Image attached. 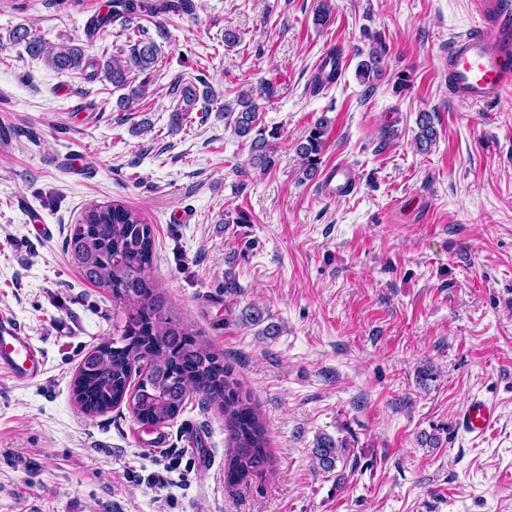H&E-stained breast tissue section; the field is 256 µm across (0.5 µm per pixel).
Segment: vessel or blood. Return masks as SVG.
<instances>
[{"mask_svg":"<svg viewBox=\"0 0 512 512\" xmlns=\"http://www.w3.org/2000/svg\"><path fill=\"white\" fill-rule=\"evenodd\" d=\"M479 22L448 47V87L454 101L487 105L512 93V0H475ZM351 170L341 164L321 178L322 193L333 198L351 183ZM30 382L45 373V357L31 336L13 321L0 318V371ZM498 420L496 407L475 397L458 417L467 433L480 435Z\"/></svg>","mask_w":512,"mask_h":512,"instance_id":"1","label":"vessel or blood"}]
</instances>
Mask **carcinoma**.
I'll list each match as a JSON object with an SVG mask.
<instances>
[{
    "mask_svg": "<svg viewBox=\"0 0 512 512\" xmlns=\"http://www.w3.org/2000/svg\"><path fill=\"white\" fill-rule=\"evenodd\" d=\"M146 8L140 0H107L92 26L104 30L114 22L127 24ZM149 8L152 14L187 13L192 0H161ZM9 41L24 45L32 58L44 60L57 72H80L93 81L103 77L115 87L129 88L131 70L146 73L158 64V48L145 34L129 37L127 58L106 63L92 60L82 45L68 41L47 46L26 27L9 33ZM382 50H373L358 67L365 84L377 72ZM339 70L325 72L318 67L312 77L321 89L338 80ZM198 83L176 82L172 91L179 103L172 114V126L192 111L199 100H208L210 91L199 92ZM258 106L248 93L237 98V107L224 105L240 138L250 140L252 163L267 170L274 163L271 141L276 130L258 127ZM416 143L423 148L436 137L432 115L422 112L417 121ZM328 130L323 118L310 128L297 154L307 178H313L321 165V153ZM67 253L82 277L112 296V338L93 347L82 359L73 379L72 395L82 412L102 415L127 406L132 415L148 427H165L183 412L193 395L217 404L224 414V482L229 487L248 483L272 464L268 451L267 425L244 391L224 356L214 351L200 333L174 319L157 292L150 276L155 260L154 227L135 208L119 203L87 208L70 229ZM137 382H132V376ZM347 451L345 444L330 437L317 439L312 455L324 471L335 469Z\"/></svg>",
    "mask_w": 512,
    "mask_h": 512,
    "instance_id": "1",
    "label": "carcinoma"
}]
</instances>
